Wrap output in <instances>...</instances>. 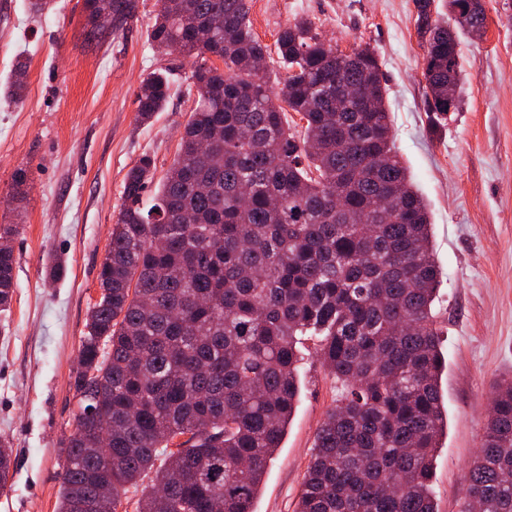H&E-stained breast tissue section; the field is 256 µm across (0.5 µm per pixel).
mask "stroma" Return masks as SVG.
Wrapping results in <instances>:
<instances>
[{"label": "stroma", "instance_id": "35a3bbf8", "mask_svg": "<svg viewBox=\"0 0 512 512\" xmlns=\"http://www.w3.org/2000/svg\"><path fill=\"white\" fill-rule=\"evenodd\" d=\"M484 6L483 36L459 37L460 106L439 122L427 110L415 0H250L263 43L307 18L341 51L374 49L385 76L395 144L428 205L442 271L435 310L448 431L435 459L438 512H461L492 386L512 376V0ZM158 9V0H134L124 29L98 45L83 0H53L42 15L29 0H0V79L20 63L27 71L22 101L0 99V224L19 227L15 296L0 312V439L14 460L0 512H57L59 441L77 412L72 375L124 179L145 154L166 174L195 106L190 64L150 44ZM156 71L168 73L172 97L143 123L135 95ZM57 259L65 274L54 281ZM303 353L300 402L255 512H294L316 430L340 392L312 342Z\"/></svg>", "mask_w": 512, "mask_h": 512}]
</instances>
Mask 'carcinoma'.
Returning a JSON list of instances; mask_svg holds the SVG:
<instances>
[{
    "mask_svg": "<svg viewBox=\"0 0 512 512\" xmlns=\"http://www.w3.org/2000/svg\"><path fill=\"white\" fill-rule=\"evenodd\" d=\"M434 2L416 0V25L428 111L446 116L460 104L458 36L485 27L486 12L444 0L445 16ZM158 3L151 43L191 63L198 100L160 183L149 155L124 180L73 382L79 407L100 398L111 415L112 460L101 464L95 418L79 413L61 441L58 512H82L106 489L120 505L146 478L136 512H254L299 400L306 336L343 393L318 428L295 512H437L442 272L377 56L365 46L353 59L303 19L271 48L253 33L249 0ZM133 9L83 0L101 43ZM273 53L285 70L278 94L259 68ZM25 77L20 64L9 97L21 99ZM364 87L376 94L357 96ZM171 90L161 73L143 78L139 119ZM14 270L13 249L0 247L3 310ZM12 465L0 440L1 491ZM463 512H512V376L494 385Z\"/></svg>",
    "mask_w": 512,
    "mask_h": 512,
    "instance_id": "obj_1",
    "label": "carcinoma"
}]
</instances>
